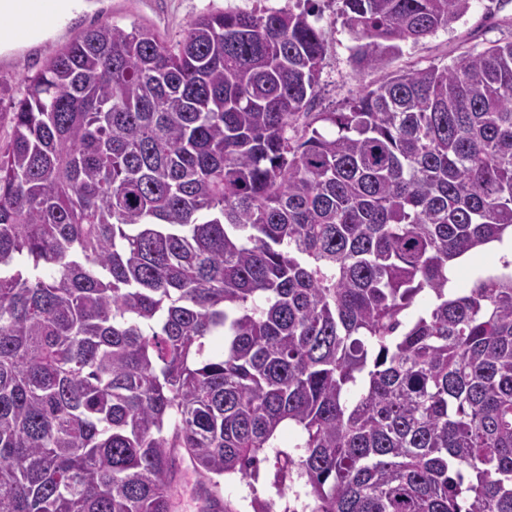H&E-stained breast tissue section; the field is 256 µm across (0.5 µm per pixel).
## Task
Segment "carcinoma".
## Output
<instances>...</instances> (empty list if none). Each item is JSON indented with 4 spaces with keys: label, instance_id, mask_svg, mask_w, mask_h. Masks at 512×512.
<instances>
[{
    "label": "carcinoma",
    "instance_id": "obj_1",
    "mask_svg": "<svg viewBox=\"0 0 512 512\" xmlns=\"http://www.w3.org/2000/svg\"><path fill=\"white\" fill-rule=\"evenodd\" d=\"M471 2L341 0V112L310 7L90 27L9 97L0 512H170L179 448L207 512L271 457L311 512H512V261L448 291L512 233V41L387 71ZM317 3L322 13L321 24L329 33V44L320 75L319 94L314 111L339 112L361 87L374 83L381 73L366 70L360 75H355L351 62V47L355 42L339 15L341 2L318 0Z\"/></svg>",
    "mask_w": 512,
    "mask_h": 512
}]
</instances>
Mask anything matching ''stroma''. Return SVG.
Segmentation results:
<instances>
[{"mask_svg": "<svg viewBox=\"0 0 512 512\" xmlns=\"http://www.w3.org/2000/svg\"><path fill=\"white\" fill-rule=\"evenodd\" d=\"M94 10L67 19L54 34L33 43L0 53V82L14 96H22L25 77L34 75L58 48L90 24L114 23L123 27L145 24L167 43L179 41L187 26L198 16L224 10L252 11L263 7L288 8L296 0H96ZM322 23L329 33L328 51L319 81L315 109L341 111L366 85L374 83L378 72L355 74L351 62L354 44L351 33L339 15V0H318ZM512 41V0H473L468 13L448 29L438 30L419 43H407L390 64L391 69L448 65L467 50L481 51L495 43ZM273 463L262 464L258 480L234 476L221 483V495L235 512H252L254 499L270 500L276 512L285 502L296 503L299 512H311L314 502L307 497L302 480L289 474L282 487H275ZM171 512H202L204 496L201 479L187 455H179L172 487Z\"/></svg>", "mask_w": 512, "mask_h": 512, "instance_id": "stroma-1", "label": "stroma"}]
</instances>
